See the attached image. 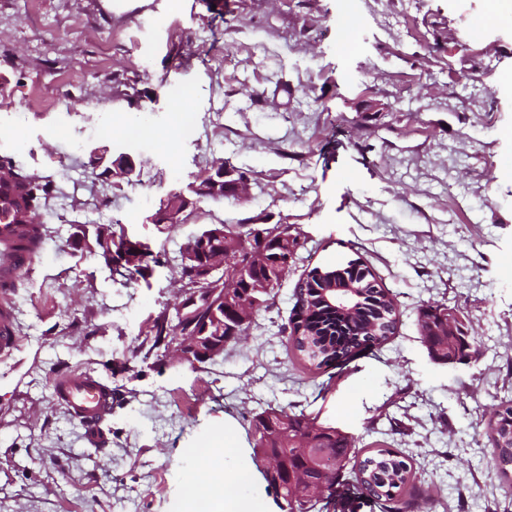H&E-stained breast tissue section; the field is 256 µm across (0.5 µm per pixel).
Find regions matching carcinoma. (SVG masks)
<instances>
[{
    "instance_id": "1",
    "label": "carcinoma",
    "mask_w": 512,
    "mask_h": 512,
    "mask_svg": "<svg viewBox=\"0 0 512 512\" xmlns=\"http://www.w3.org/2000/svg\"><path fill=\"white\" fill-rule=\"evenodd\" d=\"M10 175L18 179L20 187H30V193L24 196L25 203L34 204L37 211L46 206L52 193L49 181L14 164L10 157L0 158V176ZM222 228L246 244L257 230L250 224H224ZM279 229L280 237L271 241L269 247L276 254L296 259L304 242L299 235L290 233L288 226L281 225ZM113 232L112 224L83 225L86 251L100 249L102 236ZM146 258L142 252L134 264L113 267L112 274L122 278L143 277L149 271ZM358 272L355 285H366L365 292L370 296L371 304L353 316H345L327 307L320 308L314 303L315 296L311 293V283L316 281L314 270H309L296 284V303L300 308L292 312V316L299 315L301 320L289 321V337L292 338L289 352L315 375L341 370L358 358L374 353L397 331L400 311L393 295L368 266L361 265ZM263 277L272 282L271 291L256 295L243 285L238 288L222 287L214 295L213 302L229 298L251 306L258 299V309H265L285 275L283 270L272 267L263 271ZM210 309L211 305L207 303L193 308L179 331L167 321L166 315L158 316L149 330L150 349L166 351L177 335L194 333L208 317ZM446 319L448 308L442 304H427L419 311L423 329L431 325L437 327ZM458 324L461 328L459 336L451 341L446 336L423 337L428 354L434 361L448 363L450 352L461 359L478 354L477 342L469 336L465 321L461 319ZM252 428L255 456L275 460L280 470L288 471L297 478L307 477L314 482L324 479L328 484L323 497L314 494L297 497L284 479L271 478L267 471H262L267 487L276 494L280 512H330L336 497L350 489L354 490L357 499L373 503L381 512H407L412 504L408 496L414 488L415 474L409 458L397 448H372L360 456L352 435L302 410L289 413L283 409L267 408L255 414ZM484 435L493 448V466L503 476H509L512 473V400L496 405L489 413Z\"/></svg>"
}]
</instances>
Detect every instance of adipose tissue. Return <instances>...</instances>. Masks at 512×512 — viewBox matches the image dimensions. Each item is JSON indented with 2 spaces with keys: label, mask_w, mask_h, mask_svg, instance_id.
Masks as SVG:
<instances>
[{
  "label": "adipose tissue",
  "mask_w": 512,
  "mask_h": 512,
  "mask_svg": "<svg viewBox=\"0 0 512 512\" xmlns=\"http://www.w3.org/2000/svg\"><path fill=\"white\" fill-rule=\"evenodd\" d=\"M223 458L214 468V458ZM194 485L177 512H272V503L260 488L245 447L232 422L193 456Z\"/></svg>",
  "instance_id": "obj_1"
}]
</instances>
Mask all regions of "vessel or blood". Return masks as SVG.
<instances>
[{
	"instance_id": "b4317fda",
	"label": "vessel or blood",
	"mask_w": 512,
	"mask_h": 512,
	"mask_svg": "<svg viewBox=\"0 0 512 512\" xmlns=\"http://www.w3.org/2000/svg\"><path fill=\"white\" fill-rule=\"evenodd\" d=\"M41 244L38 225L0 224V357L12 355L22 343L12 285L29 270ZM53 389L57 401L82 423L88 439L101 441V425L112 412L111 384L88 372H73L58 377Z\"/></svg>"
}]
</instances>
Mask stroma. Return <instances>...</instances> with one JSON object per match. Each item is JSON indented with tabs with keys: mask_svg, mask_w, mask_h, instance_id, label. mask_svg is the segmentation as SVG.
<instances>
[{
	"mask_svg": "<svg viewBox=\"0 0 512 512\" xmlns=\"http://www.w3.org/2000/svg\"><path fill=\"white\" fill-rule=\"evenodd\" d=\"M355 19L353 36L343 21ZM0 156L50 180L46 238L14 300L23 342L0 358V512H175L191 449L270 407L320 414L359 450L409 456L412 512H512L482 413L512 399V13L492 0H0ZM192 108L176 155L164 140ZM50 107L28 109L34 94ZM99 134L77 139L85 125ZM141 163L102 187L88 155ZM248 199L149 221L217 159ZM121 222L161 259L112 277L74 250L73 223ZM285 224L304 242L269 310L193 368L144 355L174 315L180 251L212 224ZM358 258L399 304L395 336L336 378L286 350L297 280ZM445 304L479 353L432 361L417 321ZM111 383L101 449L53 399L56 376Z\"/></svg>",
	"mask_w": 512,
	"mask_h": 512,
	"instance_id": "1",
	"label": "stroma"
}]
</instances>
